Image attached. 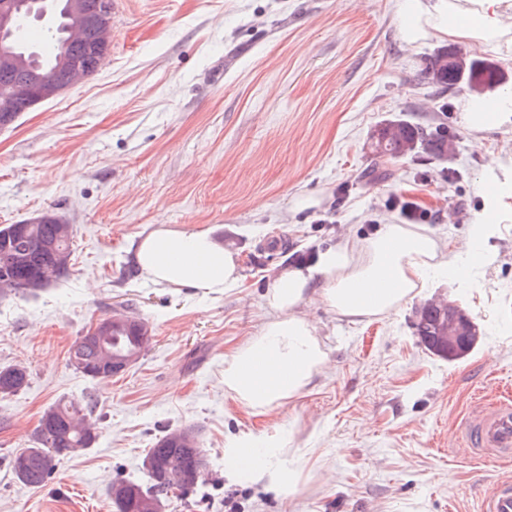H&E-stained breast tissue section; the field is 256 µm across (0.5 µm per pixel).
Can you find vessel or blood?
<instances>
[{"label": "vessel or blood", "mask_w": 512, "mask_h": 512, "mask_svg": "<svg viewBox=\"0 0 512 512\" xmlns=\"http://www.w3.org/2000/svg\"><path fill=\"white\" fill-rule=\"evenodd\" d=\"M460 445L473 458L512 457V397L487 395L471 408L459 429ZM481 512H512V482L503 481L487 491Z\"/></svg>", "instance_id": "b4317fda"}]
</instances>
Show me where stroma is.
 Here are the masks:
<instances>
[{
  "label": "stroma",
  "instance_id": "1",
  "mask_svg": "<svg viewBox=\"0 0 512 512\" xmlns=\"http://www.w3.org/2000/svg\"><path fill=\"white\" fill-rule=\"evenodd\" d=\"M401 27L396 0H118L105 67L0 132V225L52 208L74 228L65 280L0 295V367L30 374L0 401V512H112L110 486L148 485V448L186 426L205 473L164 512H479L512 479V460L457 445L475 393L512 387V121L473 136L459 121L466 88L436 95L418 82L441 40L410 46ZM441 117L454 133L446 160L374 157L379 124ZM307 196L315 206L300 208ZM406 203L444 249L491 215L483 260L461 277L429 274L394 313L357 323L302 306L328 354L312 387L267 415L225 395L224 359L258 332L295 255L402 223ZM161 227L233 248L241 288L212 298L144 283L136 246ZM437 297L482 333L462 359L433 356L414 334L415 309ZM119 313L144 321L149 341L124 373L89 380L67 351ZM88 394L92 448L60 458L39 487L20 483L10 460L44 411ZM245 434L287 439L295 494L228 465Z\"/></svg>",
  "mask_w": 512,
  "mask_h": 512
}]
</instances>
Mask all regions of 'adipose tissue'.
Listing matches in <instances>:
<instances>
[{"label": "adipose tissue", "instance_id": "obj_1", "mask_svg": "<svg viewBox=\"0 0 512 512\" xmlns=\"http://www.w3.org/2000/svg\"><path fill=\"white\" fill-rule=\"evenodd\" d=\"M398 9L406 20V42L438 34L512 51V0H400ZM511 118L512 100L506 98L470 101L461 111L465 127L475 132ZM481 236V229H474L459 250L445 254L427 232L384 224L370 237L327 249L315 265L281 271L266 293L270 316L224 361L225 395L256 415L301 396L328 357L315 323L300 306L314 301L350 319L391 314L422 287L428 272L463 274L462 260L474 258ZM135 260L143 280L159 287L218 297L243 280L237 254L203 230L159 228L139 241ZM237 445L253 451V479L294 490V474L270 464L271 457L285 454V440L248 435Z\"/></svg>", "mask_w": 512, "mask_h": 512}]
</instances>
